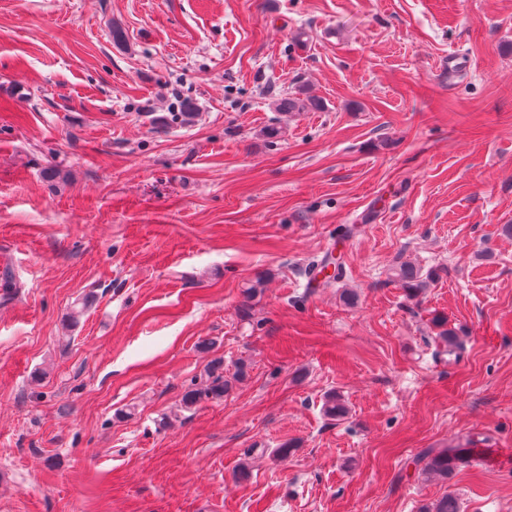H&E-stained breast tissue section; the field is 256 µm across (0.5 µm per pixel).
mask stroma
<instances>
[{
  "instance_id": "1",
  "label": "stroma",
  "mask_w": 512,
  "mask_h": 512,
  "mask_svg": "<svg viewBox=\"0 0 512 512\" xmlns=\"http://www.w3.org/2000/svg\"><path fill=\"white\" fill-rule=\"evenodd\" d=\"M506 224L512 0H0V512H512ZM273 105L282 112H306L317 110L321 107V103L317 98L307 95L306 90L299 89L291 96L273 97ZM333 265V273H329V267ZM308 274L316 278L319 275H322L324 279L328 282L330 281H338L345 277V270L343 263L329 257H322L321 259L315 260L310 265ZM391 270L392 282L403 288L407 298L411 300L422 297L434 281L432 271L423 273L421 268L412 262H399ZM433 323L439 331L436 333L435 338L443 344L445 348H447L448 355L457 356L460 351L463 349L462 347V339L458 332L453 329H448V320L444 316L436 315L433 318ZM224 361L215 358L207 365L201 386L186 391L182 396L185 408H192L203 401H221L229 391V381L224 380ZM471 448H425L417 458L418 474L448 482L474 461Z\"/></svg>"
}]
</instances>
